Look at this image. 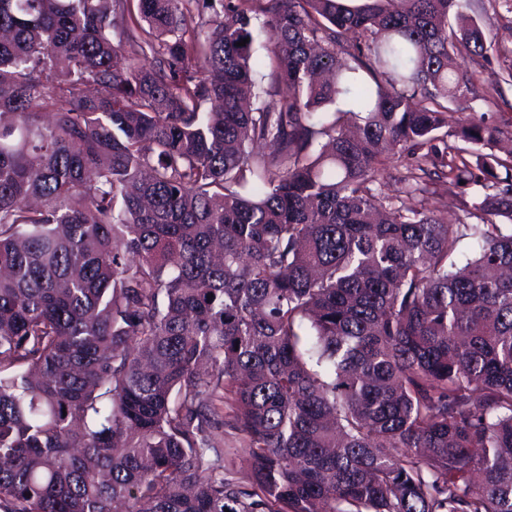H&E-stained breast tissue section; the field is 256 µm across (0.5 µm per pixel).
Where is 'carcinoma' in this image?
Listing matches in <instances>:
<instances>
[{"label": "carcinoma", "mask_w": 512, "mask_h": 512, "mask_svg": "<svg viewBox=\"0 0 512 512\" xmlns=\"http://www.w3.org/2000/svg\"><path fill=\"white\" fill-rule=\"evenodd\" d=\"M465 2L0 0V512H512V120ZM397 162L482 194L404 208ZM407 175L406 167L402 164H398L396 167L388 170V172L384 175V181L388 184L389 192L394 196H398L396 201L398 205H400V201H402L407 207L419 209L420 205L418 200H420L422 196L410 197L405 193L400 192L402 191L401 188L403 187V179ZM480 186L468 185L460 189H453L442 196H425L424 207L434 210L439 217L444 220L456 221L457 218L463 216V203L469 204L481 194Z\"/></svg>", "instance_id": "carcinoma-1"}]
</instances>
